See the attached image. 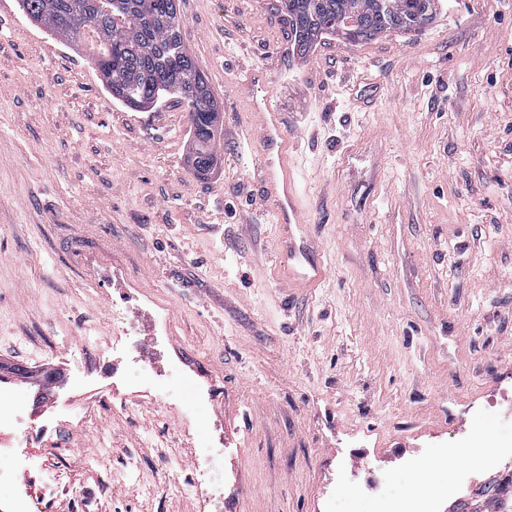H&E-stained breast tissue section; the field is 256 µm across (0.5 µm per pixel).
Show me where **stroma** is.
I'll list each match as a JSON object with an SVG mask.
<instances>
[{
	"label": "stroma",
	"instance_id": "35a3bbf8",
	"mask_svg": "<svg viewBox=\"0 0 512 512\" xmlns=\"http://www.w3.org/2000/svg\"><path fill=\"white\" fill-rule=\"evenodd\" d=\"M179 9L223 111L204 176L182 105L128 108L0 0V387L26 407L0 434V512H199L165 469L205 466L214 439L222 512H372L369 464L391 501L430 483L451 512L464 482L491 512L478 488L512 476V0H441L419 33L303 56L279 0ZM266 101L329 271L315 288L274 274Z\"/></svg>",
	"mask_w": 512,
	"mask_h": 512
}]
</instances>
